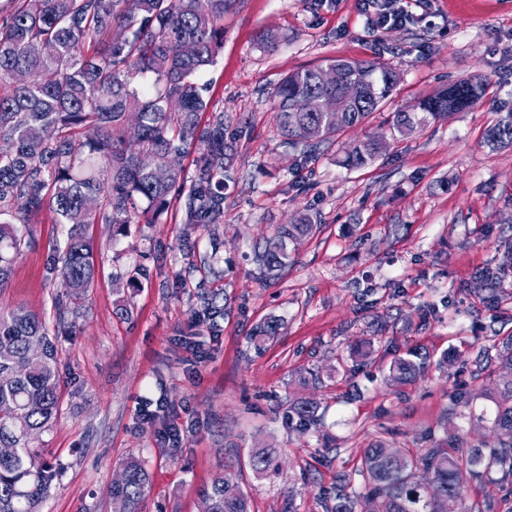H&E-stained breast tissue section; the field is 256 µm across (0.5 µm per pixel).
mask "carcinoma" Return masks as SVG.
<instances>
[{
  "label": "carcinoma",
  "instance_id": "cac0c4a2",
  "mask_svg": "<svg viewBox=\"0 0 512 512\" xmlns=\"http://www.w3.org/2000/svg\"><path fill=\"white\" fill-rule=\"evenodd\" d=\"M231 0H6L0 5V288L21 254L32 218L44 208L55 223L69 225L65 246L54 249L47 266L64 293L55 310L93 287L97 252L85 229L91 224L131 222L138 204L146 215L171 204L182 191L184 223H224L226 143L224 113L200 116L209 101L198 82L215 63L224 42V13ZM335 70L337 84L319 76ZM399 84V74L376 61L326 59L294 71L273 91L276 120L288 147L311 157L341 131L365 124L381 111ZM486 83L458 80L418 103V111L396 112L392 129L402 136L479 104ZM332 100L340 113L329 112ZM491 145H512V112L486 134ZM386 147L367 138L351 146L343 164L359 169ZM197 154L187 178L173 157ZM317 229L312 217L278 226L255 252L261 273L279 275L293 263L297 242ZM282 319L257 326L249 341L259 348L279 336ZM60 326L23 306L0 311V512H42L59 464L36 440L55 425L61 391L54 337ZM419 355L399 358L389 368L398 383L423 369ZM512 372V338L482 348L474 375ZM492 428L499 448H428L409 456L378 442L364 450V489L344 474L327 512H482L465 505L462 472L474 477L494 465L512 467V379L489 393ZM316 402L295 398L288 422L306 430L318 424ZM253 473L279 475L271 447L248 454ZM125 478L111 489L115 512H141L149 487L145 464L130 458ZM199 512H250L249 494L220 473L198 493Z\"/></svg>",
  "mask_w": 512,
  "mask_h": 512
}]
</instances>
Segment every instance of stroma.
I'll list each match as a JSON object with an SVG mask.
<instances>
[{
  "instance_id": "35a3bbf8",
  "label": "stroma",
  "mask_w": 512,
  "mask_h": 512,
  "mask_svg": "<svg viewBox=\"0 0 512 512\" xmlns=\"http://www.w3.org/2000/svg\"><path fill=\"white\" fill-rule=\"evenodd\" d=\"M267 31L278 48L260 43ZM328 57L379 61L401 80L366 126L305 158L283 145L271 92ZM471 76L488 86L476 107L393 133V113ZM199 81L231 146L224 222L214 233L188 227L173 204L117 232L90 225L104 258L56 338L62 408L43 439L63 471L42 512H112L110 487L132 457L150 473L143 512H198L199 489L219 473L248 491L252 512H326L341 474L362 487L356 470L376 441L410 454L496 447L486 394L499 377H475L473 361L512 336V146L485 141L512 112V0H429L413 22L378 31L362 0H233L224 45ZM366 137L387 151L360 169L340 166ZM305 212L318 229L288 272L262 279L255 246ZM31 230L0 310L24 306L51 324L62 289L46 263L66 229L45 210ZM210 292L221 313L207 320ZM271 316L284 328L255 352L245 335ZM412 349L425 370L398 384L389 366ZM297 396L319 405L321 422L306 432L286 419ZM146 398L177 415L176 455L160 451L156 423L141 418ZM260 446L278 450L274 480L240 464ZM462 484L470 501L512 512V474L466 473Z\"/></svg>"
}]
</instances>
